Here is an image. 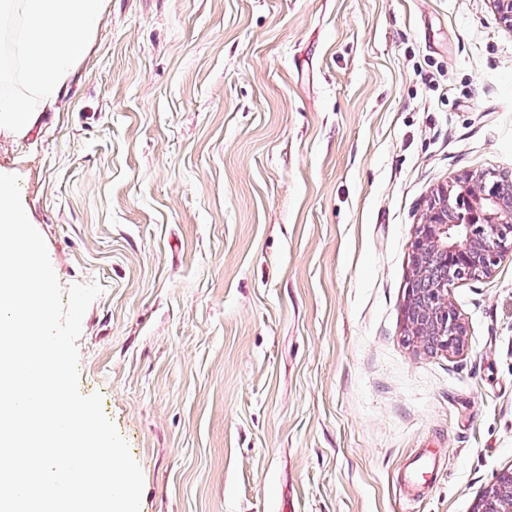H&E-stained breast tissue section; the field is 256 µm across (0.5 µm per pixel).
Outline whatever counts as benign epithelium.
Instances as JSON below:
<instances>
[{"mask_svg":"<svg viewBox=\"0 0 512 512\" xmlns=\"http://www.w3.org/2000/svg\"><path fill=\"white\" fill-rule=\"evenodd\" d=\"M512 29V0H490ZM512 258V182L469 175L438 189L426 202L412 243V278L406 315L410 334L423 346L463 347L466 329L448 303L459 281L491 276ZM474 512H512V472H502L482 493Z\"/></svg>","mask_w":512,"mask_h":512,"instance_id":"benign-epithelium-1","label":"benign epithelium"}]
</instances>
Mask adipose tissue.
Masks as SVG:
<instances>
[{
    "label": "adipose tissue",
    "mask_w": 512,
    "mask_h": 512,
    "mask_svg": "<svg viewBox=\"0 0 512 512\" xmlns=\"http://www.w3.org/2000/svg\"><path fill=\"white\" fill-rule=\"evenodd\" d=\"M105 0H0V31L14 58L0 83L18 80L19 93L0 91V129L24 134L36 102L54 97L87 54L101 25Z\"/></svg>",
    "instance_id": "obj_1"
}]
</instances>
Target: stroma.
<instances>
[{"instance_id":"35a3bbf8","label":"stroma","mask_w":512,"mask_h":512,"mask_svg":"<svg viewBox=\"0 0 512 512\" xmlns=\"http://www.w3.org/2000/svg\"><path fill=\"white\" fill-rule=\"evenodd\" d=\"M0 170L144 475L140 512H473L512 469V259L409 334L432 192L512 176V30L489 0H108ZM443 468L414 502L421 449Z\"/></svg>"}]
</instances>
